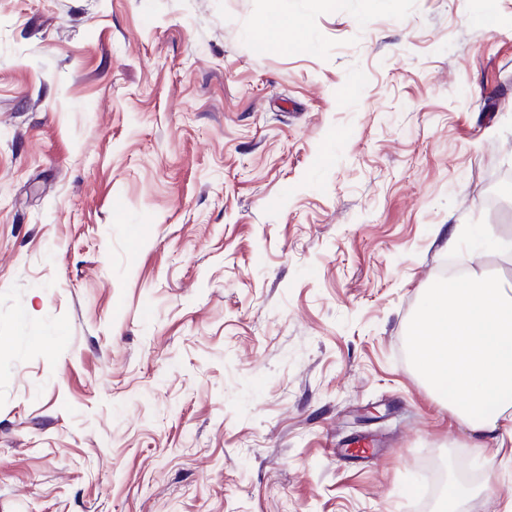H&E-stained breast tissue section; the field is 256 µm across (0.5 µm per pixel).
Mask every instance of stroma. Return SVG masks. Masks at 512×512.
I'll return each instance as SVG.
<instances>
[{"label":"stroma","mask_w":512,"mask_h":512,"mask_svg":"<svg viewBox=\"0 0 512 512\" xmlns=\"http://www.w3.org/2000/svg\"><path fill=\"white\" fill-rule=\"evenodd\" d=\"M505 242L512 0H0V512H512L410 350Z\"/></svg>","instance_id":"1"}]
</instances>
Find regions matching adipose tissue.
Returning a JSON list of instances; mask_svg holds the SVG:
<instances>
[{"label": "adipose tissue", "instance_id": "adipose-tissue-1", "mask_svg": "<svg viewBox=\"0 0 512 512\" xmlns=\"http://www.w3.org/2000/svg\"><path fill=\"white\" fill-rule=\"evenodd\" d=\"M413 334L419 373L452 387V415L504 448L512 440V289L472 269L429 295Z\"/></svg>", "mask_w": 512, "mask_h": 512}]
</instances>
